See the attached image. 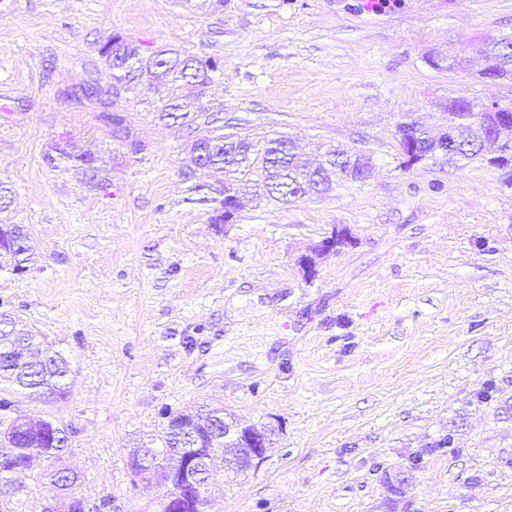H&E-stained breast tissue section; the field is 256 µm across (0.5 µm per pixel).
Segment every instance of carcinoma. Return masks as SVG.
Listing matches in <instances>:
<instances>
[{"instance_id": "1", "label": "carcinoma", "mask_w": 512, "mask_h": 512, "mask_svg": "<svg viewBox=\"0 0 512 512\" xmlns=\"http://www.w3.org/2000/svg\"><path fill=\"white\" fill-rule=\"evenodd\" d=\"M98 53L102 62L112 70V83L101 85L93 75L76 88L70 95L80 104L98 109L97 119L107 127L111 135L125 138L130 133L125 116L114 111L118 102L136 92L139 79L144 74L153 78L158 99L153 112L158 119L195 126L199 135L190 147L189 172L197 182L189 187V201L208 207L211 224L224 223V190L233 189L247 192L251 186L262 185L267 189L274 183L302 184L299 197L303 198L327 190L333 177L342 175L353 181L359 180L356 168L342 172L330 167L340 150L327 153V166L320 174L310 171V165L294 152L279 156L276 147L282 137H272L258 145L246 135L224 131L223 111H212L202 98L217 70L212 58L190 55L166 45L153 50H142L140 46L125 40L120 35L107 37ZM482 55L485 67L483 76H496L500 80L512 81V65H505L494 39L484 42ZM466 98H448V123H460L468 131L464 138V151L456 161L466 164L480 162L505 171L507 182L512 185V133L502 134L494 112H471L466 107ZM504 136L501 149L505 156L493 162L476 152L479 139L484 136ZM245 147L249 154L238 155L235 148ZM59 155L75 166L96 170L97 159L91 155H75L66 148L56 147ZM11 189L0 184V263L7 262L11 271L17 273L28 268L31 248L28 245L29 232L25 226L13 224L9 217L8 204ZM32 350L40 360L32 362L16 357L10 362L1 359L4 353L16 349ZM66 362L59 354L36 342V336L21 321L8 312H0V385L20 387L31 394L63 395L62 381L65 379ZM224 415L222 408H205L193 414L169 413L162 431L156 436L162 447L178 440V424L193 417L191 448H215L224 445L216 440L212 426L214 418ZM12 419L9 426L0 432V448H28L43 457L56 461L68 442L67 428L44 418L26 417L23 427L15 426Z\"/></svg>"}]
</instances>
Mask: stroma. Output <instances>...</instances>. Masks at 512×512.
Returning a JSON list of instances; mask_svg holds the SVG:
<instances>
[{
	"label": "stroma",
	"instance_id": "35a3bbf8",
	"mask_svg": "<svg viewBox=\"0 0 512 512\" xmlns=\"http://www.w3.org/2000/svg\"><path fill=\"white\" fill-rule=\"evenodd\" d=\"M114 34L215 59L205 102L225 119L313 160L366 155L368 178L210 223L187 200L193 135L157 120L152 94L118 105L139 151L63 96L110 82L98 47ZM500 35L512 0H0V184L35 251L26 273L0 270V311L71 370L62 399L0 389V421L67 425L75 495L112 512H159L162 488L127 460L204 403L274 428L259 471L208 512H512V188L480 163L407 164L397 134L445 128L452 95L512 101V82L478 75ZM462 50L461 70L426 60ZM341 228L305 276L299 257ZM54 465L0 480V512H42Z\"/></svg>",
	"mask_w": 512,
	"mask_h": 512
}]
</instances>
